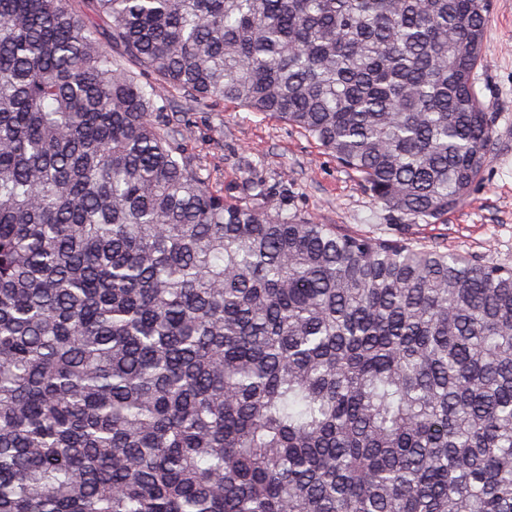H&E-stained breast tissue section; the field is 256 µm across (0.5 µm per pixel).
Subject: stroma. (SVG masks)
Here are the masks:
<instances>
[{
	"label": "stroma",
	"mask_w": 512,
	"mask_h": 512,
	"mask_svg": "<svg viewBox=\"0 0 512 512\" xmlns=\"http://www.w3.org/2000/svg\"><path fill=\"white\" fill-rule=\"evenodd\" d=\"M483 55L475 88L497 115L488 162L459 207L432 224H411L389 212L356 176L287 123L229 102L184 104L180 110L193 130L196 159L216 186L233 188L253 172L274 188L282 183L288 188L287 194L275 191L268 197L269 209L285 198L320 224L433 245L512 268V0H491Z\"/></svg>",
	"instance_id": "stroma-1"
}]
</instances>
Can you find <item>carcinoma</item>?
Listing matches in <instances>:
<instances>
[{
    "label": "carcinoma",
    "instance_id": "cac0c4a2",
    "mask_svg": "<svg viewBox=\"0 0 512 512\" xmlns=\"http://www.w3.org/2000/svg\"><path fill=\"white\" fill-rule=\"evenodd\" d=\"M490 0H0V512H512V268L213 187L174 94L428 223Z\"/></svg>",
    "mask_w": 512,
    "mask_h": 512
}]
</instances>
